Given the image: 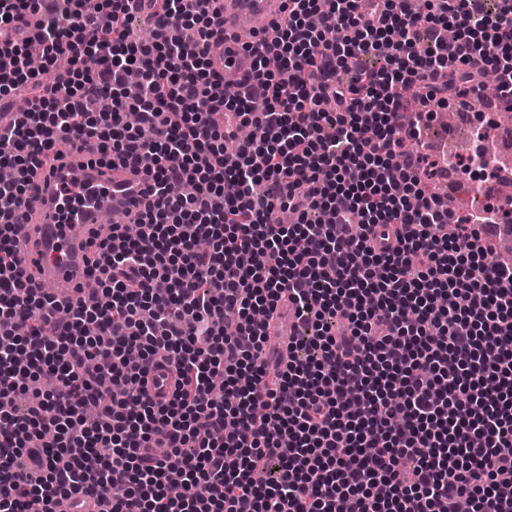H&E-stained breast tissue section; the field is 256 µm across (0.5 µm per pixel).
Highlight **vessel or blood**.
<instances>
[{"label": "vessel or blood", "instance_id": "vessel-or-blood-1", "mask_svg": "<svg viewBox=\"0 0 512 512\" xmlns=\"http://www.w3.org/2000/svg\"><path fill=\"white\" fill-rule=\"evenodd\" d=\"M283 0H216V16L223 38L211 39L208 57L220 77H245L252 58L240 48L257 30L261 19L280 16ZM49 163L32 177L25 204L13 215L17 257L36 292L77 304L84 300L95 279L91 271L88 241L103 216L130 223L150 203L147 174L138 167L89 159L78 141L56 142L48 151ZM77 183L81 201L71 204L62 186ZM294 310L281 301L267 328V343L287 349ZM177 375L169 368L156 370L148 382L150 394L159 401L170 397Z\"/></svg>", "mask_w": 512, "mask_h": 512}]
</instances>
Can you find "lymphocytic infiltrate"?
Segmentation results:
<instances>
[{
	"label": "lymphocytic infiltrate",
	"mask_w": 512,
	"mask_h": 512,
	"mask_svg": "<svg viewBox=\"0 0 512 512\" xmlns=\"http://www.w3.org/2000/svg\"><path fill=\"white\" fill-rule=\"evenodd\" d=\"M210 3L0 0V101H26L0 124V401L36 397L0 413V512H55L53 488L69 512H512V265L489 260L497 209H449L418 149L489 71L512 104V0H285L232 97ZM57 137L145 169L155 203L137 234L92 232L97 286L47 323L5 209ZM283 297L310 352L270 387ZM177 375L175 371L168 367L156 370L148 382V390L150 394L159 401L166 400L170 397L175 388Z\"/></svg>",
	"instance_id": "f902f5d3"
}]
</instances>
